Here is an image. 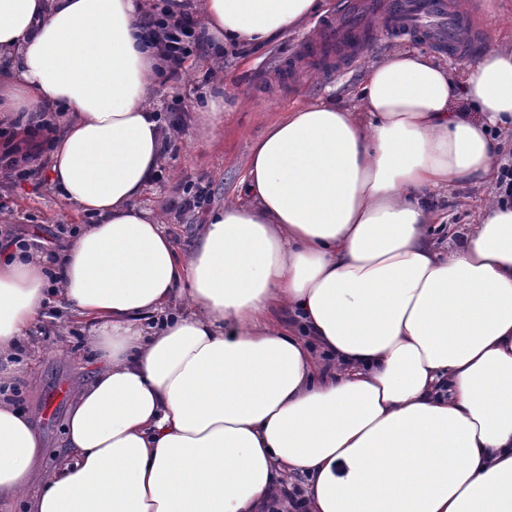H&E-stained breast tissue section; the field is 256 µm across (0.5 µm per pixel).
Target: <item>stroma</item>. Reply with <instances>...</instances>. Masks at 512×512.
Here are the masks:
<instances>
[{
    "label": "stroma",
    "instance_id": "obj_1",
    "mask_svg": "<svg viewBox=\"0 0 512 512\" xmlns=\"http://www.w3.org/2000/svg\"><path fill=\"white\" fill-rule=\"evenodd\" d=\"M473 23L479 34L471 50L489 45L512 46V0H475ZM317 17L280 35L264 47L252 50L225 49L223 57L192 56L179 78L164 80L152 101L157 111L172 105L181 108L179 137L164 161L162 178L153 182L140 198L142 207L158 212L171 233L178 251H188L202 222L200 214H176L170 200L182 194L191 179L208 183L210 208L240 190V181L253 142L284 112L307 104L333 88L337 105L352 102L351 92L368 60L391 51L413 47L427 50L438 62L459 69L463 60L448 51L425 46L413 36H400L385 25H377L360 48L351 65L316 75L297 69L287 75L284 66L300 44L316 34ZM224 101V125L207 133L198 122L197 110L207 98ZM492 197L488 184H467L450 188L442 205L452 224H475ZM88 216L76 213L51 185L35 186L27 181L0 184V238L5 234L36 237L45 250L64 244L68 230L88 223ZM85 324L75 313L49 304L33 326L25 349L14 357L0 355V384L18 383V409L36 412L46 441L44 467H52L63 452L64 424L72 387L90 380L97 363L86 355L83 344Z\"/></svg>",
    "mask_w": 512,
    "mask_h": 512
}]
</instances>
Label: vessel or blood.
Wrapping results in <instances>:
<instances>
[{"label":"vessel or blood","mask_w":512,"mask_h":512,"mask_svg":"<svg viewBox=\"0 0 512 512\" xmlns=\"http://www.w3.org/2000/svg\"><path fill=\"white\" fill-rule=\"evenodd\" d=\"M377 14L391 27L419 34L458 56L468 50L461 36L465 16L457 0H344L334 16L318 22L316 36L302 51L304 58L315 69L338 57L354 61Z\"/></svg>","instance_id":"1"}]
</instances>
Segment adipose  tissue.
<instances>
[{"mask_svg": "<svg viewBox=\"0 0 512 512\" xmlns=\"http://www.w3.org/2000/svg\"><path fill=\"white\" fill-rule=\"evenodd\" d=\"M318 6L204 0L202 25L261 45ZM141 14L0 0V116L55 123L49 181L94 218L54 256L0 255V353L56 295L99 359L41 480L35 415L0 399V512H270L288 471L307 512H512V201L459 235L431 200L495 176L512 50L454 75L398 49L354 105L289 110L180 254L136 205L166 145Z\"/></svg>", "mask_w": 512, "mask_h": 512, "instance_id": "1", "label": "adipose tissue"}]
</instances>
